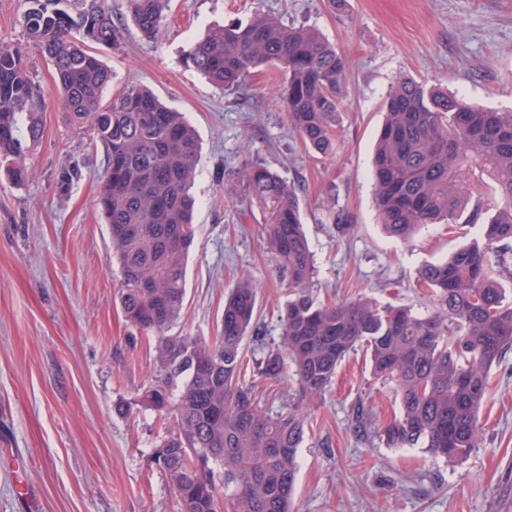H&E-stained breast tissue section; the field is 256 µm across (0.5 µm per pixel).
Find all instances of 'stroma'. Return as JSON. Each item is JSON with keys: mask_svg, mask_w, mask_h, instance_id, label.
Masks as SVG:
<instances>
[{"mask_svg": "<svg viewBox=\"0 0 512 512\" xmlns=\"http://www.w3.org/2000/svg\"><path fill=\"white\" fill-rule=\"evenodd\" d=\"M27 0H0V42L19 47L34 81L55 71L27 39ZM263 12L318 29L349 58L333 153L308 152L280 108L281 76L252 73L250 94L209 84L184 63L190 41ZM114 79L104 97L149 87L182 112L201 141L194 192L199 231L189 256L179 331L216 336L224 301L240 277L258 287L259 335H246L249 362L281 346L280 315L291 290L275 267L261 208L237 171L261 161L295 188L314 259L309 291L320 301L366 297L422 306L420 269L461 239L431 224L410 240L388 237L372 178L384 101L399 77L440 84L466 102L512 108V0H171L159 40L125 24L112 48L97 47ZM48 100L43 138L15 183L0 164V512H183L154 450L165 436L139 403L153 378V348L126 321L108 227L94 200L102 153ZM80 166L72 182L65 168ZM353 226L337 230L332 215ZM378 422L398 405L371 372L365 349L350 352L311 407L298 450L292 512H512V350L491 374L480 411L481 448L450 465L422 448L360 439L352 409Z\"/></svg>", "mask_w": 512, "mask_h": 512, "instance_id": "obj_1", "label": "stroma"}]
</instances>
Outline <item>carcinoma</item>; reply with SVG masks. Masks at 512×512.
<instances>
[{"label":"carcinoma","instance_id":"cac0c4a2","mask_svg":"<svg viewBox=\"0 0 512 512\" xmlns=\"http://www.w3.org/2000/svg\"><path fill=\"white\" fill-rule=\"evenodd\" d=\"M29 2L27 38L55 69L70 122L88 128L91 150L103 152L95 205L108 224L121 308L154 342L156 375L140 404L166 430L155 461L185 512H222L223 489L233 512H289L310 411L296 405L271 415L255 396L257 381L278 380L288 361L313 401L345 356L364 346L373 375L393 384L399 415L376 428L359 407L358 432L390 448H424L451 465L481 447L478 409L489 397L493 365L512 348V290L504 286L512 284V111L478 108L410 77L388 94L373 158L385 233L404 240L425 224L478 226L471 243L421 269L430 302L423 313L362 298L329 305L313 299V259L295 191L261 162L239 171L262 209L267 248L294 289L282 314L283 351L267 353L249 381L242 340L257 329L251 280L242 279L225 301L215 339L174 331L198 231L194 128L141 85L102 104L113 74L87 43L119 40L122 20L110 0ZM169 3L125 0L124 18L153 41ZM185 63L214 86L237 91L246 90L252 70L275 67L286 76L280 103L292 131L309 151H333L349 61L316 30L257 12L194 41ZM45 104L22 52L0 43V159L18 164L19 181L20 163L42 139ZM478 171L494 182L493 196L471 186Z\"/></svg>","mask_w":512,"mask_h":512}]
</instances>
